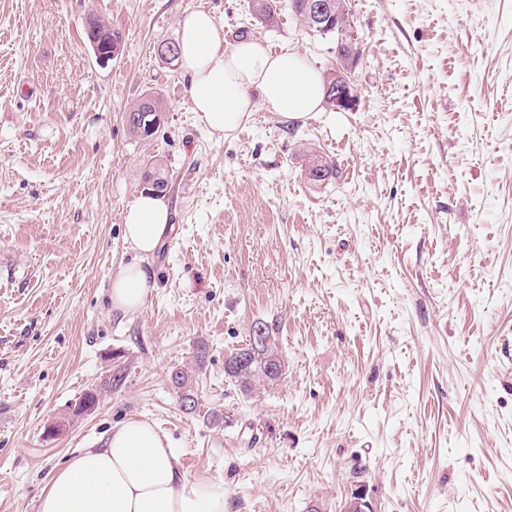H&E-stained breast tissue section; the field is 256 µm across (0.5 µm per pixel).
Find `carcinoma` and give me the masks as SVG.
I'll return each instance as SVG.
<instances>
[{
	"label": "carcinoma",
	"mask_w": 512,
	"mask_h": 512,
	"mask_svg": "<svg viewBox=\"0 0 512 512\" xmlns=\"http://www.w3.org/2000/svg\"><path fill=\"white\" fill-rule=\"evenodd\" d=\"M252 6H254L257 19L261 24L272 27L278 25L280 11H278L277 0H252ZM87 25L98 29L97 36L103 41L107 52L115 57L118 56L122 47V35L102 24L97 18L88 20ZM309 31L336 34V53L350 58L355 63L358 62L361 56L360 49L357 45L350 44L348 32L339 30L336 20L332 19L326 22V27L322 30L311 27ZM163 112L161 97L157 92L149 91L126 109V127L132 135L139 138L152 137L161 126ZM144 182L152 184L148 191L162 197L170 188L171 175L162 164L155 163L145 171ZM261 328H266V325L261 321L255 322L251 327L248 343L231 352L224 360L225 374L234 380L244 393L253 391L257 382L271 383L280 378V375H274L270 371V368L278 360V353L269 342L268 332H263L264 340L262 342L259 343L255 339L257 330ZM170 379L172 384L181 390V404L184 409L187 411L196 409L197 401L189 387L188 372L181 368L176 369L170 374Z\"/></svg>",
	"instance_id": "carcinoma-1"
}]
</instances>
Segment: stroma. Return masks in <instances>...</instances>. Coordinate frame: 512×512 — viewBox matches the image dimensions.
<instances>
[{"label": "stroma", "mask_w": 512, "mask_h": 512, "mask_svg": "<svg viewBox=\"0 0 512 512\" xmlns=\"http://www.w3.org/2000/svg\"><path fill=\"white\" fill-rule=\"evenodd\" d=\"M345 6L352 109L287 122L259 99L220 140L157 48L198 8L235 43L248 0H0V512H38L46 476L129 417L228 512H341L360 484L372 512H512V0ZM91 16L123 36L109 63ZM280 18L253 39L335 67V36ZM149 90L165 121L142 140L124 112ZM315 155L335 177L308 179ZM155 162L172 229L124 317L108 290ZM258 321L284 371L245 393L224 360ZM170 379L172 384L182 391L181 393V404L185 410L192 411L197 407V401L193 393H191V389L189 384L191 383L188 372L183 369H176L172 371L170 374Z\"/></svg>", "instance_id": "obj_1"}]
</instances>
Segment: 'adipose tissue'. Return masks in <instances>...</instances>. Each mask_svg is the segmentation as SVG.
I'll use <instances>...</instances> for the list:
<instances>
[{
    "instance_id": "1",
    "label": "adipose tissue",
    "mask_w": 512,
    "mask_h": 512,
    "mask_svg": "<svg viewBox=\"0 0 512 512\" xmlns=\"http://www.w3.org/2000/svg\"><path fill=\"white\" fill-rule=\"evenodd\" d=\"M180 62L189 79L191 107L216 138L247 123L252 92L283 120H300L323 102L318 72L296 53L270 52L261 42L228 45L214 15L198 9L179 22ZM164 200L140 194L127 207L123 237L135 252L112 281L110 302L125 314L139 312L153 288L145 259L169 230ZM223 488L183 471L165 434L132 418L113 428L98 448H83L46 479L39 512H226Z\"/></svg>"
}]
</instances>
